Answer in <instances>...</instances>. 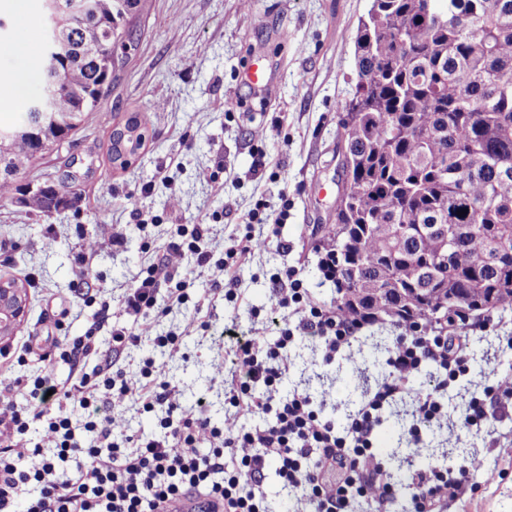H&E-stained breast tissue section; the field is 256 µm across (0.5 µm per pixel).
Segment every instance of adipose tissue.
Listing matches in <instances>:
<instances>
[{"mask_svg": "<svg viewBox=\"0 0 512 512\" xmlns=\"http://www.w3.org/2000/svg\"><path fill=\"white\" fill-rule=\"evenodd\" d=\"M10 9L16 23V36L10 48L15 59L5 83L14 101L26 99L39 76L38 54L32 37L28 0H12Z\"/></svg>", "mask_w": 512, "mask_h": 512, "instance_id": "ef3b65f1", "label": "adipose tissue"}]
</instances>
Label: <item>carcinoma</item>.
Returning <instances> with one entry per match:
<instances>
[{
	"label": "carcinoma",
	"instance_id": "1",
	"mask_svg": "<svg viewBox=\"0 0 512 512\" xmlns=\"http://www.w3.org/2000/svg\"><path fill=\"white\" fill-rule=\"evenodd\" d=\"M45 6V25L59 26L51 42L54 121L34 127L30 104L19 122L0 123V198L37 157V144L74 134L96 110L112 82L117 27L140 0H58ZM357 82L338 134L342 187L324 249L334 271L336 307L350 315L397 324L422 319L453 324L456 300L482 314L512 309V263L496 264L497 246L512 249V0H371L355 45ZM125 147L110 140L109 159L128 166L144 144L138 116L126 120ZM22 203L36 213L67 207L56 184ZM467 213H462V210ZM445 224L448 238L431 232ZM374 288H420L412 305L376 297ZM448 303V317H434ZM487 337L471 359L485 370Z\"/></svg>",
	"mask_w": 512,
	"mask_h": 512
}]
</instances>
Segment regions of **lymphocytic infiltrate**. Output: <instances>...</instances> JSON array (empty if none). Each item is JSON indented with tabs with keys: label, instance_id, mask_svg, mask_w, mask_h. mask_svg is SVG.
Listing matches in <instances>:
<instances>
[{
	"label": "lymphocytic infiltrate",
	"instance_id": "1",
	"mask_svg": "<svg viewBox=\"0 0 512 512\" xmlns=\"http://www.w3.org/2000/svg\"><path fill=\"white\" fill-rule=\"evenodd\" d=\"M218 220L211 213L195 224L171 225L160 259L141 269L122 300L131 323L113 328V351L145 338L157 348L176 351L178 334L154 331L166 307L205 299L223 279L236 286L240 267L267 241L248 233L215 252L211 238ZM274 281L279 296L265 317V328L276 338L263 340L240 331L230 335L227 354L236 379L224 398L235 415L264 414L269 423L254 429L229 421L211 425L203 415L206 398L198 399L196 410H184L176 387L160 380L153 359H144L132 376L109 361L89 373L85 361L99 352L93 332L60 340L59 359L69 367L64 383H56L48 372L33 378L27 391L31 405L24 412L14 409L7 391L0 390V512H15L16 499L29 486L37 493L28 499L26 512H166L171 501L192 494L205 496L222 512H267L260 483L270 462L283 487L305 490L314 512H350L361 498L375 503L377 512H387L396 489L373 448V431L384 410L408 391L426 364L434 366L438 380L415 394L411 437H418L420 424L440 418L444 393L469 372L462 355L465 339L429 332L421 321L399 323L387 359L389 378L367 391L340 431L310 395L279 392L296 340L288 319L299 316L298 328L316 333L329 363L349 350L369 320L316 302L296 267L286 268ZM49 393L65 402V410L45 413ZM127 399L144 411H161L164 430L163 436L142 441L132 451L114 438L118 422L112 404ZM35 418L47 432L51 453L27 444ZM204 441L210 447L203 453L199 445ZM31 457L38 458L37 466H28ZM74 457L80 460L77 474H61L62 464ZM472 476L468 462L414 471L409 512H440L444 502L473 490Z\"/></svg>",
	"mask_w": 512,
	"mask_h": 512
}]
</instances>
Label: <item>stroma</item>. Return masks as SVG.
<instances>
[{"mask_svg":"<svg viewBox=\"0 0 512 512\" xmlns=\"http://www.w3.org/2000/svg\"><path fill=\"white\" fill-rule=\"evenodd\" d=\"M369 5L370 0H142L128 24L134 46L97 111L87 113L74 135L21 175L11 197L0 198V274L36 278L16 331L33 339L34 352L24 365L0 370V383L13 387L15 408H26L24 385L43 368L66 380L69 369L52 341L84 335L99 310L93 294L109 298L111 323L126 322L120 300L161 251L170 225L197 223L232 201V212L214 226L213 247L220 252L244 232L269 234L268 225L243 222L261 199L271 216L287 210L280 237L288 251L271 243L253 254L238 272L236 300L227 301L219 290L161 318L160 330L181 334L177 351L145 340L124 352L118 365L131 374L142 359L153 358L165 381L179 389L183 409L207 397L212 425L229 418L247 429L267 423L266 415L237 418L225 406L234 370L217 336L230 322L242 332L264 335L252 312L275 304L278 288L271 276L286 267L298 268L317 302L336 303V289L323 277L319 261L338 191L339 120L356 83L355 39ZM253 60L264 64L272 94L247 82L245 70ZM134 112L146 127V145L123 169L108 159L109 136ZM279 118L281 137L270 132ZM259 152L266 166L257 170L253 161ZM219 166L224 169L220 193L208 180ZM164 172L172 184L161 182ZM48 179L75 197V205L48 215L27 212L20 203L22 189ZM146 183L153 184L151 193H142ZM91 240L97 248L89 253L85 246ZM82 256L89 265L83 280L77 277ZM460 328L492 341L485 373L464 378L472 389L512 368V350L505 347L512 336L511 309L470 317ZM293 350L282 394L308 393L333 421L339 406L358 410L364 391L358 374L344 384L319 385L317 375L335 370L325 362L320 340L299 333ZM487 410L500 417L496 445L450 410L439 424L421 426L418 438L402 436L403 447L422 455L448 446L474 449L480 463L474 493L443 505L442 512H512V402H494Z\"/></svg>","mask_w":512,"mask_h":512,"instance_id":"1","label":"stroma"}]
</instances>
